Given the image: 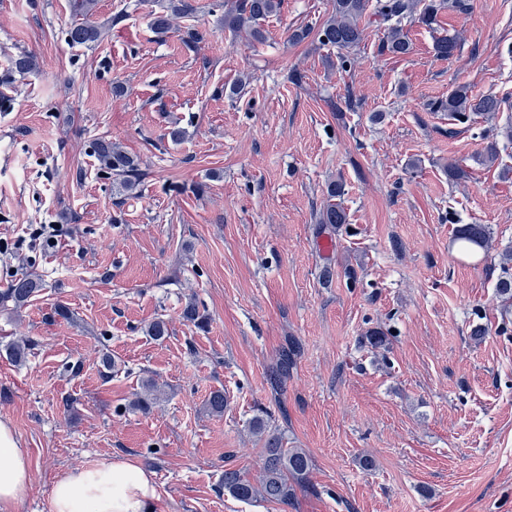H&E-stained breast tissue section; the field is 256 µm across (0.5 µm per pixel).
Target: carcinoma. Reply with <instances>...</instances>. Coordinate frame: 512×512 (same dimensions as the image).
I'll list each match as a JSON object with an SVG mask.
<instances>
[{"label": "carcinoma", "mask_w": 512, "mask_h": 512, "mask_svg": "<svg viewBox=\"0 0 512 512\" xmlns=\"http://www.w3.org/2000/svg\"><path fill=\"white\" fill-rule=\"evenodd\" d=\"M283 0H216V6L224 10L220 21L224 29L246 34L251 40L265 39L261 22L281 12ZM96 0H74L72 7L82 21L65 30V40L71 46L90 47L102 39V27L89 21ZM445 7V0H333L332 13L318 32L319 41L340 51L341 65H346L344 53L357 47L364 38L361 21L370 16L376 26L384 28L379 52L393 57H405L411 53L412 43L405 31V21L416 16L428 28L438 23V14ZM195 11L194 0H157V9L150 14V26L155 33L164 35L171 30L173 20L187 17ZM460 37L445 34L434 41L435 54L448 59L456 53ZM37 66L36 57L21 53L12 61L7 76H24ZM502 100L494 95L473 96L466 86L460 85L448 93V97L435 103L438 112H446L455 120H467L472 115H488L500 110ZM92 151L102 174L117 182L127 193L135 191L141 183L143 171L139 162L112 142L109 136H101L92 143ZM347 216L341 204L327 202L317 217L321 233L346 223ZM491 232L484 224H463L455 230V240L465 247L486 249ZM502 275L497 281V291L507 301L512 300V249L499 254ZM43 287L37 277L21 274L0 291V304L12 303L20 308ZM182 319L197 328H204L207 315L197 304L189 303L182 311ZM300 355L298 342L289 340L279 352L276 368L270 374L275 395H281V386ZM249 430L263 441L262 462L256 479L251 480L240 470H224V491L242 502L263 500L286 504L295 494V487L309 479L311 458L303 448L283 447L282 436L271 431L268 412L259 411L250 421Z\"/></svg>", "instance_id": "obj_1"}]
</instances>
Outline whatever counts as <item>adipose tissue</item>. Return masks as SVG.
Instances as JSON below:
<instances>
[{"label": "adipose tissue", "instance_id": "obj_1", "mask_svg": "<svg viewBox=\"0 0 512 512\" xmlns=\"http://www.w3.org/2000/svg\"><path fill=\"white\" fill-rule=\"evenodd\" d=\"M28 455L8 420L0 418V512H22L31 488ZM160 495L151 470L105 457L56 480L52 512H157Z\"/></svg>", "mask_w": 512, "mask_h": 512}]
</instances>
